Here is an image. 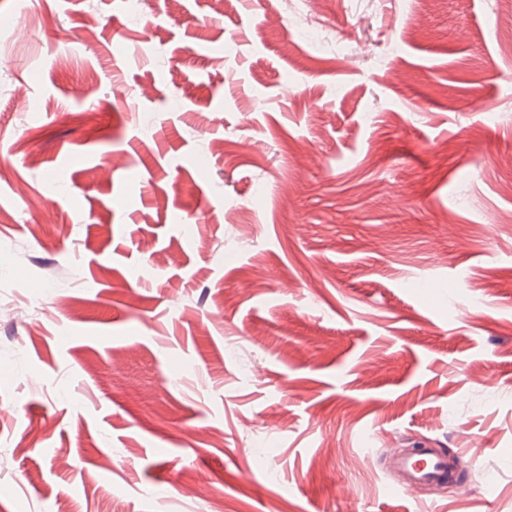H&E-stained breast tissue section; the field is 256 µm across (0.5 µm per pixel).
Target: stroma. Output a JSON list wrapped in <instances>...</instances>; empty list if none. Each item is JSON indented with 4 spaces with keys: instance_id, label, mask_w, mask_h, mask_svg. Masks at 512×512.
I'll use <instances>...</instances> for the list:
<instances>
[{
    "instance_id": "1",
    "label": "stroma",
    "mask_w": 512,
    "mask_h": 512,
    "mask_svg": "<svg viewBox=\"0 0 512 512\" xmlns=\"http://www.w3.org/2000/svg\"><path fill=\"white\" fill-rule=\"evenodd\" d=\"M311 10L0 0V512H512V0ZM392 464L403 475L395 491H408L421 483L451 478L456 471L448 468V458L436 448H420L415 454L395 456Z\"/></svg>"
}]
</instances>
